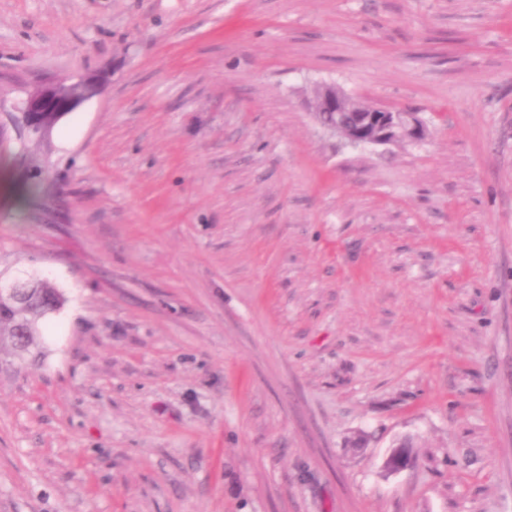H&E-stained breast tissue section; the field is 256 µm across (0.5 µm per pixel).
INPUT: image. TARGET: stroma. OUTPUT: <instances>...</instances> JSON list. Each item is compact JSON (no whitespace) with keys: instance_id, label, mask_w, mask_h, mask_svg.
I'll use <instances>...</instances> for the list:
<instances>
[{"instance_id":"1","label":"stroma","mask_w":512,"mask_h":512,"mask_svg":"<svg viewBox=\"0 0 512 512\" xmlns=\"http://www.w3.org/2000/svg\"><path fill=\"white\" fill-rule=\"evenodd\" d=\"M2 177L0 277L67 302L0 356V512H512V0H0ZM103 82V77L98 74L78 76L69 82L44 81L27 93L17 108L23 116L28 115L22 134L43 138L59 118L97 95ZM347 94L333 84H322L317 107L308 99L306 107L313 119L325 131L341 138L350 146H386L405 139L422 140L427 126L416 112L374 107L369 111H353L347 106ZM358 112L353 121L344 113ZM327 115L326 119L321 114Z\"/></svg>"}]
</instances>
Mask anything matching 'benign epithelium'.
Masks as SVG:
<instances>
[{"label":"benign epithelium","mask_w":512,"mask_h":512,"mask_svg":"<svg viewBox=\"0 0 512 512\" xmlns=\"http://www.w3.org/2000/svg\"><path fill=\"white\" fill-rule=\"evenodd\" d=\"M103 82L98 74L78 76L69 82L44 81L27 93L18 107L27 116L22 134L46 136L54 122L97 95ZM306 107L322 129L350 146H386L405 139L422 140L427 135V126L418 113L407 110L374 107L359 112L353 121L346 120L347 94L334 84L322 85L320 103L309 100ZM412 459V449L396 448L388 456L386 467L397 472L408 467Z\"/></svg>","instance_id":"7a95c632"}]
</instances>
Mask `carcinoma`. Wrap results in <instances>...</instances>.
I'll return each mask as SVG.
<instances>
[{
    "mask_svg": "<svg viewBox=\"0 0 512 512\" xmlns=\"http://www.w3.org/2000/svg\"><path fill=\"white\" fill-rule=\"evenodd\" d=\"M63 301L59 290L43 281L35 283L30 295L21 302L0 297V352L7 350L19 358L32 354L39 336V321Z\"/></svg>",
    "mask_w": 512,
    "mask_h": 512,
    "instance_id": "obj_1",
    "label": "carcinoma"
}]
</instances>
